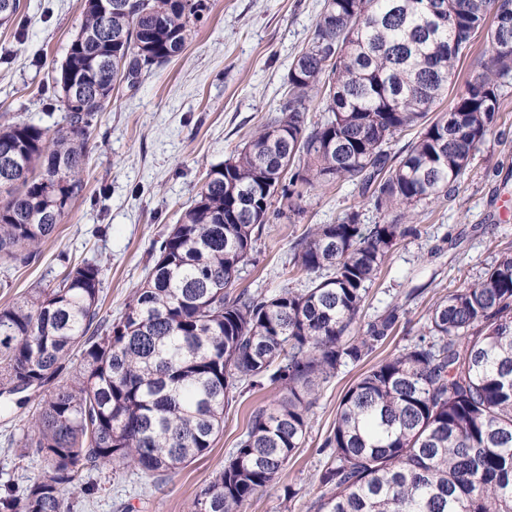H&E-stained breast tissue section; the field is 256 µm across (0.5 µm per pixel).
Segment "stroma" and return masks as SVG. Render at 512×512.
Listing matches in <instances>:
<instances>
[{
    "mask_svg": "<svg viewBox=\"0 0 512 512\" xmlns=\"http://www.w3.org/2000/svg\"><path fill=\"white\" fill-rule=\"evenodd\" d=\"M203 20L184 51L120 89L111 111L98 116L97 136L74 207L29 266L0 262V306L46 284L64 265L85 260L107 268L101 313L121 316L143 282L154 240L176 224L210 165L240 150L274 116L288 93V71L311 40L323 0H207ZM84 0H22L18 19L0 26V116L51 125L61 121V94L51 76L80 28ZM502 118L489 133L456 192L410 211L415 234L393 247L368 292L363 317L398 308L396 330L367 359L338 369L319 386L305 441L286 470L247 504L246 512H316L318 476L328 461L323 443L342 395L366 370L409 345L430 307L512 255V85L504 88ZM365 224L382 223L358 185L305 192L301 214L274 197L237 289L273 294L301 288L309 277L291 271V247L314 224H332L349 206ZM273 388H238L212 448L158 480L125 470L88 471L96 492L77 512H189L196 493L224 467L253 409L272 401ZM38 394L18 403L0 396V485L25 489L43 468L41 457L18 458L9 445L34 412Z\"/></svg>",
    "mask_w": 512,
    "mask_h": 512,
    "instance_id": "obj_1",
    "label": "stroma"
}]
</instances>
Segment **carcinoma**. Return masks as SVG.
Masks as SVG:
<instances>
[{"instance_id":"carcinoma-1","label":"carcinoma","mask_w":512,"mask_h":512,"mask_svg":"<svg viewBox=\"0 0 512 512\" xmlns=\"http://www.w3.org/2000/svg\"><path fill=\"white\" fill-rule=\"evenodd\" d=\"M108 20L85 0L80 31L52 76L65 114L52 126L0 124V258L27 266L83 191L94 121L120 84L166 66L203 18L204 0H119ZM19 0H0V26ZM447 14L439 24L435 10ZM486 47L465 91L430 117L457 65ZM512 83V0H324L310 45L288 72V99L229 159L152 248L122 315H100L106 268L83 261L0 307V394L50 380L11 444L41 455L0 512H76L88 466L162 476L206 454L239 383L279 396L255 408L224 469L191 512H244L305 441L319 382L367 358L398 307L362 309L405 213L448 197L497 125ZM322 97L323 113L307 103ZM420 128L401 150L392 143ZM360 184L385 219L351 206L293 246L307 287L267 295L230 288L252 260L279 194ZM81 363L68 371L73 351ZM317 512H512V257L430 309L408 347L342 396Z\"/></svg>"}]
</instances>
